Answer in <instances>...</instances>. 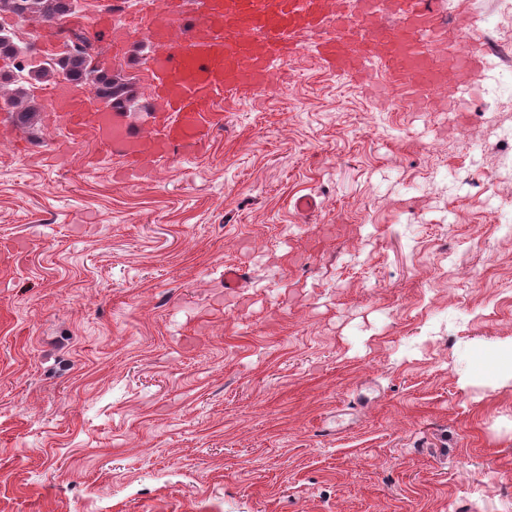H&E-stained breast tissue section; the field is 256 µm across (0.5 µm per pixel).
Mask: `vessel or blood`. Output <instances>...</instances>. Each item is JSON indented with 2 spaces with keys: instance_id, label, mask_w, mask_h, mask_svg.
I'll list each match as a JSON object with an SVG mask.
<instances>
[{
  "instance_id": "vessel-or-blood-1",
  "label": "vessel or blood",
  "mask_w": 512,
  "mask_h": 512,
  "mask_svg": "<svg viewBox=\"0 0 512 512\" xmlns=\"http://www.w3.org/2000/svg\"><path fill=\"white\" fill-rule=\"evenodd\" d=\"M159 7L166 19L148 29L156 48L148 85L161 104L151 140L106 102L89 103L68 87L49 93L71 141L93 133L131 174L149 155L197 149L220 120L211 110L218 92L268 89L276 69L305 46L329 70L366 82L379 73V88L415 103L449 82L466 99L472 84L462 68L482 65L477 52L448 50L437 0H204L187 24L182 0Z\"/></svg>"
}]
</instances>
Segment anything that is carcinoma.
Here are the masks:
<instances>
[{
  "label": "carcinoma",
  "mask_w": 512,
  "mask_h": 512,
  "mask_svg": "<svg viewBox=\"0 0 512 512\" xmlns=\"http://www.w3.org/2000/svg\"><path fill=\"white\" fill-rule=\"evenodd\" d=\"M73 0H0V15L20 20L50 22L57 16L72 14ZM68 50L39 64H30L13 33L0 26V57L13 62V70L0 73V82L9 87L5 104L14 120L24 128L34 124L39 106L34 99L33 83L61 74L77 87H90L95 97L115 108L127 110L136 98L135 84L121 70L108 71L95 62V45L83 33L67 34Z\"/></svg>",
  "instance_id": "obj_1"
}]
</instances>
